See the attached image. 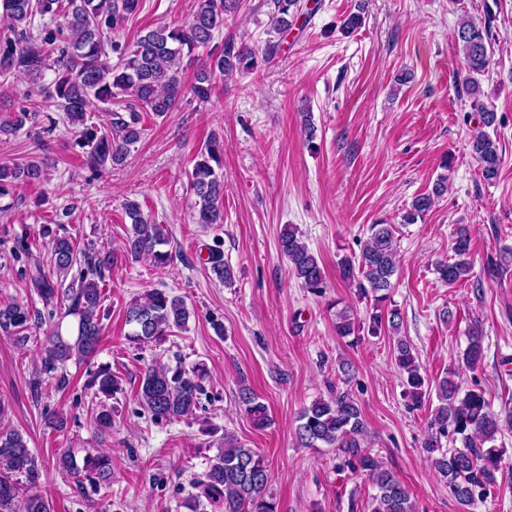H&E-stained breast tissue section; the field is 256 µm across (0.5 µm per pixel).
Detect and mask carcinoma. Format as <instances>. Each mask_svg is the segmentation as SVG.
I'll return each instance as SVG.
<instances>
[{
    "instance_id": "cac0c4a2",
    "label": "carcinoma",
    "mask_w": 512,
    "mask_h": 512,
    "mask_svg": "<svg viewBox=\"0 0 512 512\" xmlns=\"http://www.w3.org/2000/svg\"><path fill=\"white\" fill-rule=\"evenodd\" d=\"M141 7V0H0V21L10 35L0 37V87L23 74L39 77L51 56H56L54 79L41 87L40 94L54 101L79 131L81 145L88 148L87 164L92 168L123 163L129 147L143 135L141 113L163 117L174 112L185 97L199 102L210 100L216 81L252 70L258 61H268L282 50L288 30L302 10L300 0H272L271 25L275 36L264 48L255 50L227 35L213 44L230 14L241 7V0H195L191 17L181 24H160L138 38L132 45L121 44L115 35ZM63 25L45 21L58 15ZM42 23L34 25L35 19ZM456 39L467 67L471 94L479 92L476 76L490 65L489 31L472 21L459 24ZM207 50L189 84L183 79V59ZM117 62H111V55ZM101 103L110 114L108 127L86 123V112ZM472 107L481 112V126L471 135L470 151L481 177L486 182L497 179L503 164L496 140L486 129L495 126L496 112L479 103ZM42 105L34 95L19 104L11 116L0 119V135L9 136L26 124L40 123ZM224 142L213 137L194 158L189 172V187L194 196L193 218L198 224L224 221ZM46 159L0 166V199L11 196L20 184L38 185L47 176ZM446 177H440L429 194L416 196L403 216L414 224L446 192ZM131 228L124 241L125 252L137 259L145 256L154 266L172 264V253L163 249L168 235L163 225L144 214L134 200L124 202ZM471 230L459 225L451 246L453 257L435 264V274L444 284L453 285L471 271ZM279 250L301 286L312 293L326 287L324 270L318 257L302 240L299 230L288 225L279 237ZM84 263L96 278L82 277L63 286L74 265ZM112 253L105 249H80L66 235L53 236L50 249L51 271L30 278L33 291L48 308V319L58 318L41 347L39 374L53 376L64 385L67 362L82 363L91 357L102 341L100 316L103 294L99 280L112 266ZM210 271L224 284L232 283L233 271L224 261L220 246L209 249ZM340 278L356 289L357 295L370 301L368 322H360L348 305L336 310L335 331L341 338L367 332L376 336L383 331L394 337V363L403 377L405 395L415 407L423 405L435 393L438 405L431 413L430 434L423 443L434 471L448 486V492L468 510L501 484L505 476V449L497 445L498 435L512 429V409L496 413L479 388L462 389L443 378L429 390L427 379L412 344L401 335V312L388 307L393 277L397 273V242L390 224H372L367 239L357 253L346 254L338 262ZM195 311L186 301L165 290L153 289L127 304L125 320L132 327L128 341L137 347L159 345L176 331H185ZM75 323L63 330L65 318ZM42 324L41 313L29 305L11 300L0 303V333L26 343L33 330ZM484 354L479 332H472L461 362L469 368L478 366ZM208 370L204 363L189 368L181 363L158 364L146 369L138 397L141 405L156 420L188 424L200 421L201 396ZM88 384L104 397L95 415L100 432L112 429L113 406L107 401L121 390L108 368L89 374ZM240 403L252 427L265 430L271 425L267 406L248 388L241 390ZM297 438L305 447L319 443L336 449L344 463L365 471L376 493L371 497L370 512H416L406 486L384 465L361 447L365 424L361 410L348 393L338 391L329 398H318L304 407L298 416ZM446 437L460 443L455 448L442 446ZM58 466L68 472L79 487L89 482L94 491L112 482V458L105 453L87 454L83 464L65 452ZM42 464L17 430L0 429V512H51L47 496L39 489ZM193 492L186 506L190 512H279L269 488V469L264 457L247 446L234 433L224 431L216 453L209 457L206 470L191 482Z\"/></svg>"
}]
</instances>
